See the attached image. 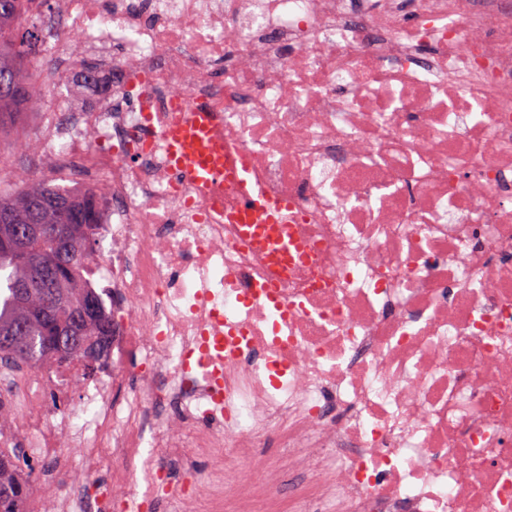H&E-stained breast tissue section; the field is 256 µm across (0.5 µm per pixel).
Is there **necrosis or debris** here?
<instances>
[{
    "instance_id": "4bbe7bcc",
    "label": "necrosis or debris",
    "mask_w": 512,
    "mask_h": 512,
    "mask_svg": "<svg viewBox=\"0 0 512 512\" xmlns=\"http://www.w3.org/2000/svg\"><path fill=\"white\" fill-rule=\"evenodd\" d=\"M41 31L60 74L73 37L108 55V97L35 127L48 177L101 190L118 339L0 375L17 512H512V0H58ZM196 106L306 260L171 167Z\"/></svg>"
}]
</instances>
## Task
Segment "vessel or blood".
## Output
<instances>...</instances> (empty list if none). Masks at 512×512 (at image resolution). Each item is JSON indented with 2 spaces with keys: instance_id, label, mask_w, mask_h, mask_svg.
Returning <instances> with one entry per match:
<instances>
[{
  "instance_id": "vessel-or-blood-1",
  "label": "vessel or blood",
  "mask_w": 512,
  "mask_h": 512,
  "mask_svg": "<svg viewBox=\"0 0 512 512\" xmlns=\"http://www.w3.org/2000/svg\"><path fill=\"white\" fill-rule=\"evenodd\" d=\"M212 119L206 112H195L191 121L176 122L167 133V151L176 169L188 172L197 182L209 183L223 177L233 181L238 195V210L231 223L241 225L242 240L252 247L269 246L288 253L286 238L276 235L275 225L288 221V205L264 197L256 184L247 161L234 168L223 169L207 133Z\"/></svg>"
}]
</instances>
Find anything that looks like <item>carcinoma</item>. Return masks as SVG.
I'll list each match as a JSON object with an SVG mask.
<instances>
[{"label":"carcinoma","instance_id":"cac0c4a2","mask_svg":"<svg viewBox=\"0 0 512 512\" xmlns=\"http://www.w3.org/2000/svg\"><path fill=\"white\" fill-rule=\"evenodd\" d=\"M21 0H0V128L22 110L41 105V94L26 78L25 59L39 40V25L20 15ZM22 224H44L50 228L73 224L64 238L45 234L26 240L18 249L8 242L13 229ZM97 224V206L92 198L75 190L51 188L34 182L21 192L0 183V337L18 334L13 342L0 340V364L33 368L84 359L87 349L97 347L104 337V325L112 324L96 290L83 282L80 266L94 251L92 231ZM70 255V267L53 284L54 304L44 305L42 287L35 281L33 266L54 264L60 251ZM88 295L94 297L98 318L75 322V314ZM55 325L71 329L80 344L49 349L43 343L44 311ZM20 455L0 457V512H16L25 492L15 471Z\"/></svg>","mask_w":512,"mask_h":512}]
</instances>
